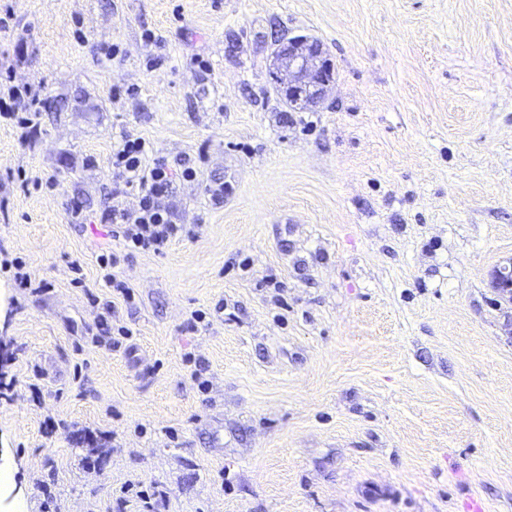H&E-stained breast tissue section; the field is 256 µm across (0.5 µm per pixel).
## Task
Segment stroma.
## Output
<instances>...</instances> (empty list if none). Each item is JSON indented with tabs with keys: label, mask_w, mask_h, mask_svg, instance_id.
I'll use <instances>...</instances> for the list:
<instances>
[{
	"label": "stroma",
	"mask_w": 512,
	"mask_h": 512,
	"mask_svg": "<svg viewBox=\"0 0 512 512\" xmlns=\"http://www.w3.org/2000/svg\"><path fill=\"white\" fill-rule=\"evenodd\" d=\"M5 4L0 67L43 93L29 138L0 121V512H133L129 482L166 512H512V0ZM286 32L334 64L308 110L269 75ZM123 133L194 162L200 230L121 264L115 349Z\"/></svg>",
	"instance_id": "stroma-1"
}]
</instances>
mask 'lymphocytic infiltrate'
<instances>
[{
	"label": "lymphocytic infiltrate",
	"instance_id": "lymphocytic-infiltrate-1",
	"mask_svg": "<svg viewBox=\"0 0 512 512\" xmlns=\"http://www.w3.org/2000/svg\"><path fill=\"white\" fill-rule=\"evenodd\" d=\"M4 78L0 72V119L13 120L22 132H29L40 110V91L5 83ZM111 163L117 182L136 192L137 204L129 208L122 201H113L104 221L111 224L112 236L121 241L124 250L100 255L98 263L104 281L126 298L129 289L116 274L126 252L161 255L172 242L194 236L193 228L176 221L174 189L176 181H196L198 171L181 160L159 155L145 138L127 133L113 143Z\"/></svg>",
	"mask_w": 512,
	"mask_h": 512
}]
</instances>
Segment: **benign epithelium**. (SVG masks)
Masks as SVG:
<instances>
[{
  "instance_id": "1",
  "label": "benign epithelium",
  "mask_w": 512,
  "mask_h": 512,
  "mask_svg": "<svg viewBox=\"0 0 512 512\" xmlns=\"http://www.w3.org/2000/svg\"><path fill=\"white\" fill-rule=\"evenodd\" d=\"M270 74L291 105L305 108L321 102L328 94L333 63L320 41L284 35L276 40L271 52ZM492 286L502 294H512V264L494 272Z\"/></svg>"
}]
</instances>
